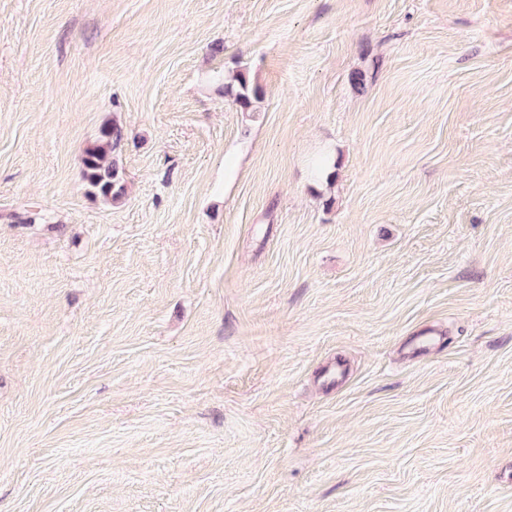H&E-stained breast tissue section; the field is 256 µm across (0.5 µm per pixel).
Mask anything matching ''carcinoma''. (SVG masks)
<instances>
[{
    "instance_id": "obj_1",
    "label": "carcinoma",
    "mask_w": 512,
    "mask_h": 512,
    "mask_svg": "<svg viewBox=\"0 0 512 512\" xmlns=\"http://www.w3.org/2000/svg\"><path fill=\"white\" fill-rule=\"evenodd\" d=\"M234 82L237 85L235 101L245 109L251 108L258 91L250 86L241 72L234 77ZM121 138L122 133L118 127H103L94 144L86 148L82 159L85 180L108 203L116 202L124 195V184L112 155Z\"/></svg>"
}]
</instances>
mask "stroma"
Segmentation results:
<instances>
[{
	"label": "stroma",
	"instance_id": "35a3bbf8",
	"mask_svg": "<svg viewBox=\"0 0 512 512\" xmlns=\"http://www.w3.org/2000/svg\"><path fill=\"white\" fill-rule=\"evenodd\" d=\"M0 512H512V0H0ZM121 138L118 127L104 126L94 144L86 148L82 159L85 180L108 203L116 202L124 195V184L112 155Z\"/></svg>",
	"mask_w": 512,
	"mask_h": 512
}]
</instances>
